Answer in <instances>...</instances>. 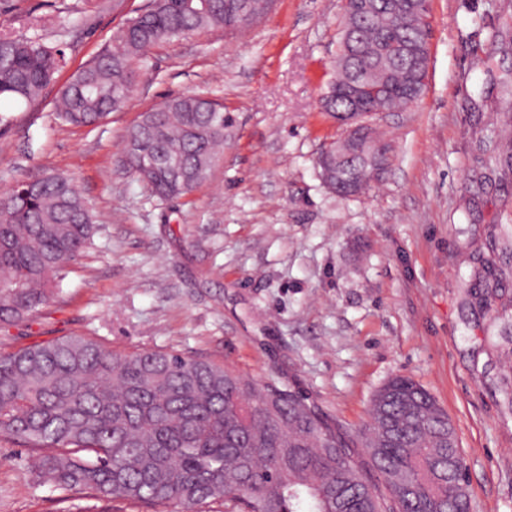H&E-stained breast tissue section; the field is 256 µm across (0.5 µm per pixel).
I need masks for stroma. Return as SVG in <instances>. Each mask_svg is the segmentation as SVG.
<instances>
[{"mask_svg": "<svg viewBox=\"0 0 512 512\" xmlns=\"http://www.w3.org/2000/svg\"><path fill=\"white\" fill-rule=\"evenodd\" d=\"M150 0H9L0 33L62 47L66 64L9 107L0 193L49 174L74 180L96 216L63 292L0 328V349L82 335L117 351L164 349L292 387L356 434L370 400L412 378L447 411L472 512H512V411L499 388L504 326L471 307L470 238L512 224V179L477 132L512 108V0H431L424 96L371 123L394 146L367 194L328 192L318 153L340 128L322 112L343 0H276L250 27L155 47L127 107L95 127L54 110L71 74ZM176 94L218 100L230 127L209 179L165 203L119 164L139 113ZM0 439V512H74Z\"/></svg>", "mask_w": 512, "mask_h": 512, "instance_id": "stroma-1", "label": "stroma"}]
</instances>
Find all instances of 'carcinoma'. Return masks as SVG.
Instances as JSON below:
<instances>
[{"instance_id":"carcinoma-1","label":"carcinoma","mask_w":512,"mask_h":512,"mask_svg":"<svg viewBox=\"0 0 512 512\" xmlns=\"http://www.w3.org/2000/svg\"><path fill=\"white\" fill-rule=\"evenodd\" d=\"M152 0L112 45L77 70L60 91L58 116L96 125L122 111L147 71L148 49L186 33L235 32L264 17L274 0ZM369 0L344 15L353 39L336 62L354 75L390 74L366 85L365 114L408 106L416 67L405 50L421 41L414 14L427 0ZM62 49L0 34V102L28 103L53 79ZM323 107L349 111L342 87L328 84ZM224 107L201 95L168 97L126 130L122 166L160 201L192 194L224 146ZM503 170L512 172V113L489 128ZM392 151L372 140L341 164L321 166L323 184L341 197L371 190ZM93 214L74 181L48 175L0 196V328L30 319L54 301L72 261L91 243ZM512 229L489 233L468 296L482 310L512 312ZM448 414L407 377L385 383L371 401L361 444L381 483L356 463L357 444L291 389L261 383L202 357L163 351L113 352L87 336H63L0 350V438L42 448L37 469L63 492L96 501L177 504L183 512H470L466 470L448 469Z\"/></svg>"}]
</instances>
